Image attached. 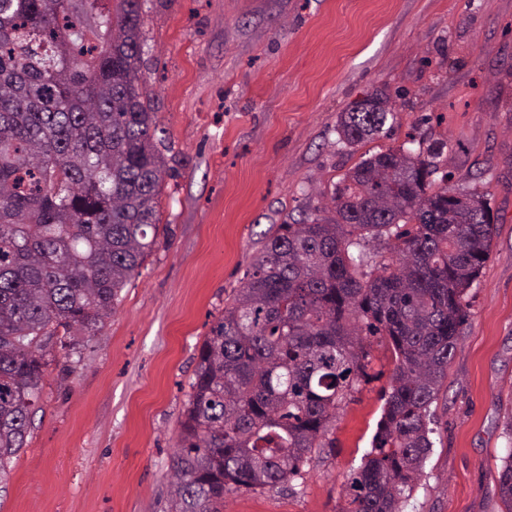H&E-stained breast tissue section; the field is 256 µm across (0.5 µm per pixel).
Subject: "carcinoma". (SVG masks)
Here are the masks:
<instances>
[{"label":"carcinoma","mask_w":512,"mask_h":512,"mask_svg":"<svg viewBox=\"0 0 512 512\" xmlns=\"http://www.w3.org/2000/svg\"><path fill=\"white\" fill-rule=\"evenodd\" d=\"M0 0V477L28 443L59 334L94 332L153 253L175 177L140 81L139 0ZM339 115L349 146L395 119L391 97ZM362 159L328 211L268 232L198 349L170 479L171 512L302 477L330 420L368 376L364 336L397 365L372 450L341 512H403L433 441L466 294L488 259L487 199L432 188L435 159ZM389 256L366 272V236ZM498 472L512 512V427Z\"/></svg>","instance_id":"carcinoma-1"}]
</instances>
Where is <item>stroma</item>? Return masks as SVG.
<instances>
[{"label":"stroma","instance_id":"stroma-1","mask_svg":"<svg viewBox=\"0 0 512 512\" xmlns=\"http://www.w3.org/2000/svg\"><path fill=\"white\" fill-rule=\"evenodd\" d=\"M141 75L175 176L168 233L98 331L49 358L28 445L0 512H168L195 356L276 224L324 209L362 157L444 143L434 182L485 195L491 254L431 410L433 448L404 512H501L512 416V0H141ZM390 95V132L354 147L340 112ZM370 378L291 483L224 512H340L396 366Z\"/></svg>","mask_w":512,"mask_h":512}]
</instances>
